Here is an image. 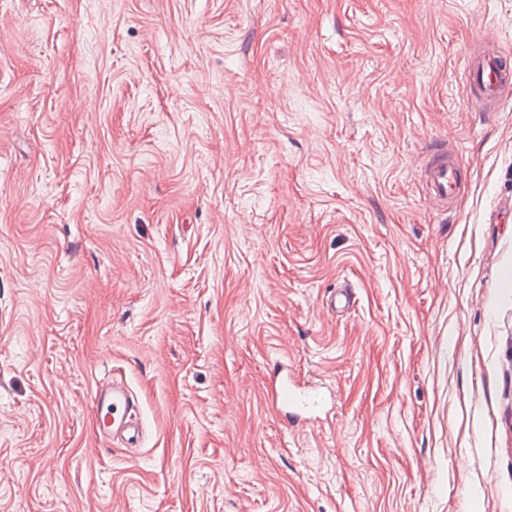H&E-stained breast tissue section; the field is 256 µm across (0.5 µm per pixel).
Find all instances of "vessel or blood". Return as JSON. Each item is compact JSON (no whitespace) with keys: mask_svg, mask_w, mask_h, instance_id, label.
<instances>
[{"mask_svg":"<svg viewBox=\"0 0 512 512\" xmlns=\"http://www.w3.org/2000/svg\"><path fill=\"white\" fill-rule=\"evenodd\" d=\"M466 81L475 101L483 108L497 106L506 89L512 87V64L496 54L472 53L467 58ZM427 186L433 201L449 203L457 189V169L451 157H443L427 170ZM275 403L280 411L313 409L321 395L315 387L299 385L291 373L278 372L273 380ZM96 431L105 445L120 443L140 447L143 429L136 416V404L118 381L98 385L95 393Z\"/></svg>","mask_w":512,"mask_h":512,"instance_id":"vessel-or-blood-1","label":"vessel or blood"}]
</instances>
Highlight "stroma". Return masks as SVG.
I'll list each match as a JSON object with an SVG mask.
<instances>
[{
  "instance_id": "1",
  "label": "stroma",
  "mask_w": 512,
  "mask_h": 512,
  "mask_svg": "<svg viewBox=\"0 0 512 512\" xmlns=\"http://www.w3.org/2000/svg\"><path fill=\"white\" fill-rule=\"evenodd\" d=\"M475 47L512 0H0V512H512V89L475 105ZM115 378L140 447L96 434ZM427 186L433 201L448 204L457 189V169L454 160L445 155L427 170ZM275 403L281 412L296 409H313L319 406L321 395L315 387L300 386L291 373L279 370L273 380Z\"/></svg>"
}]
</instances>
